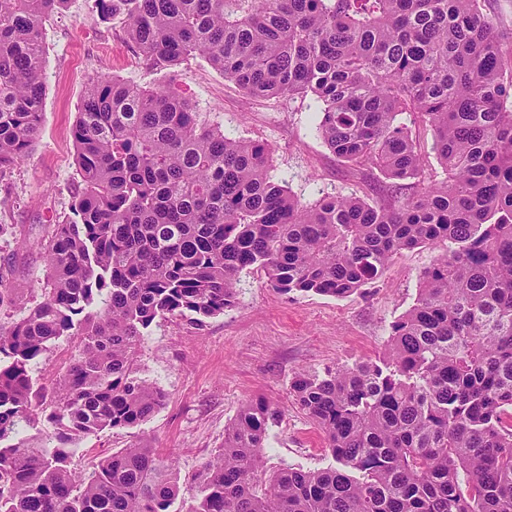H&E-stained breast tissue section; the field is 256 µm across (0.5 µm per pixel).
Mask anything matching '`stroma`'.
<instances>
[{
    "label": "stroma",
    "mask_w": 512,
    "mask_h": 512,
    "mask_svg": "<svg viewBox=\"0 0 512 512\" xmlns=\"http://www.w3.org/2000/svg\"><path fill=\"white\" fill-rule=\"evenodd\" d=\"M47 61L44 117L39 140L26 159L0 174V284L16 305L0 311L9 325L43 299L46 262L40 245L55 224L70 216L81 188L71 130L88 81L107 74L153 87L170 81L209 122L231 137L259 140L272 151L273 173L305 203L340 192L374 195L381 175L340 161L316 131L310 100L253 98L201 57L170 77L149 69L121 23L105 20L94 0H68L43 25ZM435 256L428 248L397 254L382 278L346 298L315 293L281 295L264 277L243 272L234 306L197 326L185 317L156 319L141 341L137 378L166 394L161 408L139 426L105 430L80 440L71 468L91 472L103 456L140 443L176 460L180 497L190 500L205 463L222 448L224 430L242 406L266 400L281 412L270 426L263 477L281 469H322L333 458L290 386L301 372L323 378L336 369L377 361L386 352L391 325L415 302L418 275ZM75 354L70 337L55 342L31 365L44 395Z\"/></svg>",
    "instance_id": "35a3bbf8"
}]
</instances>
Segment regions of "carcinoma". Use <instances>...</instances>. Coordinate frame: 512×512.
Listing matches in <instances>:
<instances>
[{
  "label": "carcinoma",
  "instance_id": "carcinoma-1",
  "mask_svg": "<svg viewBox=\"0 0 512 512\" xmlns=\"http://www.w3.org/2000/svg\"><path fill=\"white\" fill-rule=\"evenodd\" d=\"M67 0H0V171L43 122L42 24ZM148 68L200 56L255 97L311 96L340 160L378 170V197L295 198L270 148L232 138L170 88L93 79L72 129L82 188L44 245V298L0 326V512H170L171 461L140 444L88 474L67 448L151 417L134 376L153 322L196 324L257 269L281 294L342 298L396 254L440 249L381 363L291 392L336 465L259 475L273 404L244 406L185 512H512V73L479 0H94ZM410 112L445 178L424 175ZM63 336L77 355L50 408L30 365ZM57 445L3 441L39 415Z\"/></svg>",
  "mask_w": 512,
  "mask_h": 512
}]
</instances>
